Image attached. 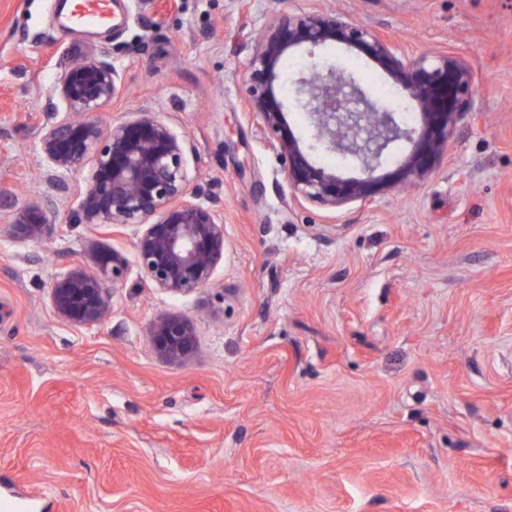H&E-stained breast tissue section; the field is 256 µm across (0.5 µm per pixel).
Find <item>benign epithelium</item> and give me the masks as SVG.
Masks as SVG:
<instances>
[{
    "label": "benign epithelium",
    "instance_id": "benign-epithelium-1",
    "mask_svg": "<svg viewBox=\"0 0 512 512\" xmlns=\"http://www.w3.org/2000/svg\"><path fill=\"white\" fill-rule=\"evenodd\" d=\"M282 11L258 29L242 81L240 106L258 121L270 148L286 168L288 190L297 202L324 209L383 195L425 179L448 154L462 117L476 111L477 88L465 57L456 53L401 52L392 37L354 22L334 10L301 8L282 0ZM357 50L379 65L395 90L415 102L420 128H409L396 108L371 98L350 73L315 58L328 45ZM304 47L309 61L293 83L295 103L305 112L309 142L291 131L274 84L282 78L286 51ZM124 84L106 54L59 64L50 89L66 106V116L48 115L40 151L46 176H89L74 189L71 224L127 227L133 230L135 262L144 280L170 294H187L207 285L224 254L223 219L200 202L202 184L189 177V141L157 110L143 106L103 126L101 107L121 94ZM411 148L388 173V155L399 141ZM330 152L358 168L343 177L315 156ZM48 203L33 202L16 215L23 239L38 241L50 230ZM126 259L102 251L95 268H74L51 286L54 312L75 325L94 326L112 309L111 290L120 287ZM159 352L171 362L184 359L193 326L184 318L162 316L152 326Z\"/></svg>",
    "mask_w": 512,
    "mask_h": 512
}]
</instances>
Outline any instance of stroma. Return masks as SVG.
<instances>
[{"mask_svg": "<svg viewBox=\"0 0 512 512\" xmlns=\"http://www.w3.org/2000/svg\"><path fill=\"white\" fill-rule=\"evenodd\" d=\"M411 56H464L479 114L423 182L328 211L288 197L239 82L281 0H111L93 27L58 0H0V512H512V0H315ZM106 50L184 131L224 217L212 282L173 295L133 265V232L72 224L39 150L58 63ZM367 91L391 82L324 49ZM52 197L50 235L12 232ZM129 260L112 312L60 318L50 286ZM190 318L179 364L151 326Z\"/></svg>", "mask_w": 512, "mask_h": 512, "instance_id": "obj_1", "label": "stroma"}]
</instances>
